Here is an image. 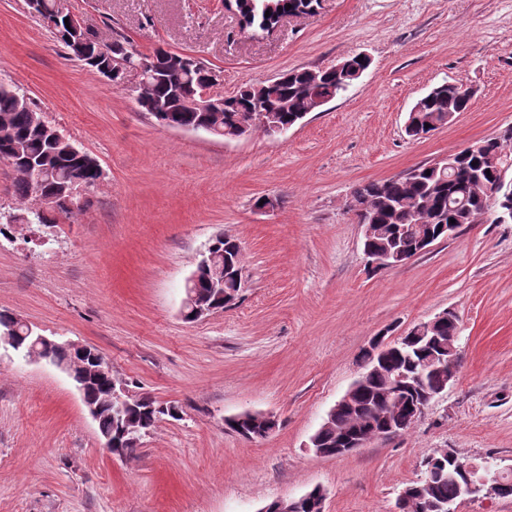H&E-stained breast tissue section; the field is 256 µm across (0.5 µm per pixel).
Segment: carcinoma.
Instances as JSON below:
<instances>
[{"label":"carcinoma","instance_id":"obj_1","mask_svg":"<svg viewBox=\"0 0 512 512\" xmlns=\"http://www.w3.org/2000/svg\"><path fill=\"white\" fill-rule=\"evenodd\" d=\"M291 8H285V5ZM27 10L42 21L63 46L75 58L84 62L113 84L122 83V77L112 72V57L128 51L126 41L106 36L92 30L95 36L92 49L84 55L72 42V32L64 19L56 17V0H25ZM229 7L240 17L241 31L253 35L270 33L284 15L312 14L319 7L318 0H230ZM270 16H265V13ZM369 66L368 57L353 55L346 59L343 69H319V80L311 82L309 69H292L278 77V81L249 84L228 98V105L218 111H202L193 106L199 92L209 86L211 67L190 57L188 66L173 79L153 78L148 95L140 96L132 89L142 111L149 113L163 126L177 122L190 126H209L213 136L227 139L233 135L240 119L249 121L250 129L261 128L265 120L277 114L280 121L290 123L298 113L308 110L312 98L328 103L346 92L358 80V72ZM19 90L14 85L0 81V162L12 159L31 160L37 170L27 167L16 170L14 194L15 209L0 211V236L9 237L18 217L24 215L27 223L47 229L56 227L54 216L41 215L27 205L30 199L42 191L48 195L66 198L83 189L97 185L101 173L92 159L79 157L70 151L68 139L54 136L51 126L33 106H25L18 99ZM470 99L458 92V85L445 82L417 100L408 113L405 133L412 138L430 131L428 125L441 127L448 118L469 109ZM512 178V133L473 141L464 153L448 155V170L424 164L409 173L379 182V195L353 191L354 208L366 223L376 225V232L365 244L369 251H382L397 246L411 255L418 254L422 237L433 235L437 239L447 236L440 230L455 219L456 226L469 224L472 216L485 209H494L498 202L493 198L495 186L501 179ZM216 249L227 254L231 262L241 265V247L220 235L213 240ZM193 295L200 300H214L216 295L205 277L189 283ZM455 329L446 322L440 323L434 335L437 339L426 345L412 340L402 352L388 351L386 365L377 371V357L368 351L363 356L365 382L353 396L352 402L338 406L333 427L318 433L321 447L332 449L344 437L371 438L382 424L394 422L400 431L410 429L415 421L405 409H397L382 398L389 368L407 369L414 373L421 369L432 353L437 351L438 341H448L449 330ZM40 353L66 368L76 385L84 389L86 396L99 406L97 424L102 436L117 437L124 427L135 426L153 430L164 415L178 420L177 406L163 405L154 400L139 405L128 413L120 424L112 416V410L104 399L109 389V379L93 372L95 364L82 358L72 348L42 342L37 346ZM418 484L425 487L427 496L442 504H456L466 495L464 479L457 466L445 463V472L433 475L424 472Z\"/></svg>","mask_w":512,"mask_h":512}]
</instances>
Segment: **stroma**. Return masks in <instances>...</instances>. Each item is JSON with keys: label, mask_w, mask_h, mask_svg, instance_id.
Returning a JSON list of instances; mask_svg holds the SVG:
<instances>
[{"label": "stroma", "mask_w": 512, "mask_h": 512, "mask_svg": "<svg viewBox=\"0 0 512 512\" xmlns=\"http://www.w3.org/2000/svg\"><path fill=\"white\" fill-rule=\"evenodd\" d=\"M67 8L141 53L204 59L227 95L356 53L371 63L285 136L224 142L162 126L128 86L70 58L22 0H0V81L103 170L52 231L0 236V312L97 348L130 391L182 410L116 457L64 371L1 346L0 512H260L316 486L325 512H393L437 449L512 469V224L463 225L379 269L348 209L356 187L512 127V0H322L259 37L224 0ZM445 82L472 89L468 111L409 138V111ZM264 197L273 208L258 209ZM219 235L242 247L241 297L186 321L185 282ZM446 310L460 366L424 416L345 456L308 451L372 341ZM249 410L273 415L275 431L247 440L226 426Z\"/></svg>", "instance_id": "35a3bbf8"}]
</instances>
